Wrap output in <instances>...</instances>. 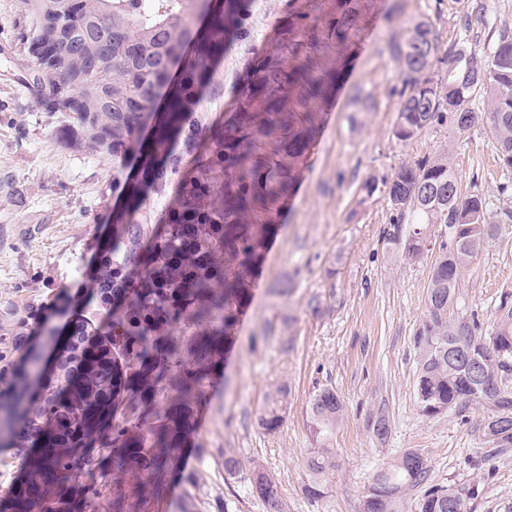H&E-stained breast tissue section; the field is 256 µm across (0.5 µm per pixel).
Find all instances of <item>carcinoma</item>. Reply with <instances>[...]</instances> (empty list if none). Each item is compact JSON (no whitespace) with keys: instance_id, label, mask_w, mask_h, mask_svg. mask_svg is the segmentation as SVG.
I'll list each match as a JSON object with an SVG mask.
<instances>
[{"instance_id":"cac0c4a2","label":"carcinoma","mask_w":512,"mask_h":512,"mask_svg":"<svg viewBox=\"0 0 512 512\" xmlns=\"http://www.w3.org/2000/svg\"><path fill=\"white\" fill-rule=\"evenodd\" d=\"M329 2L322 27L305 5L289 13L237 110L203 126L194 112L202 96L224 91L215 74L235 20L216 14L214 34L199 37L201 0H21L24 48L41 60L29 65L24 84L38 107L58 119V134L92 152L146 163L143 183L120 185L134 213L173 182L178 192L164 223L150 224L145 214L118 219L112 228L95 277L100 299L112 297V318L102 327L112 360L71 378L67 398H30L33 360L0 380L7 389L0 404L25 415L20 438L48 449L64 435L78 436L61 452L40 455L31 466L40 496L20 490L14 508L64 512L73 478L95 468L83 451L91 444L112 449L116 487L130 476L138 488L155 491L159 474L177 466L278 230L280 202L315 139L310 105L330 96L338 80L332 54L350 48L366 17L364 0ZM438 51L427 18L414 21L392 47L402 83L395 138L406 142L447 123L460 139L483 111L500 165L512 172V34H499L483 50L458 41L444 55ZM161 94L167 116L152 130L158 150L147 154L139 133ZM174 131L194 153L189 168L184 153L169 148ZM382 185L393 213L383 240L405 260L429 253L431 226L448 228L414 334L420 413L435 418L478 402L490 412L485 437L511 448L512 297L500 300L501 315L489 331L475 312H451L460 273L498 234L486 198L478 190L461 195L444 154L403 162ZM71 335L76 342L67 355L83 366L90 358L84 343H93V334L81 323ZM289 393L285 383L271 388L257 415L260 429L280 428ZM342 412L334 389L316 390L309 418L315 448L306 461L312 479L305 487L312 498L324 494L336 470L332 439ZM224 473L246 482L269 512H284L277 481L263 464L245 470L226 450ZM474 495L473 486L435 482L428 457L409 449L373 476L363 512H399L407 501L411 512H464Z\"/></svg>"}]
</instances>
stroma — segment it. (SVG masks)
I'll list each match as a JSON object with an SVG mask.
<instances>
[{
    "label": "stroma",
    "instance_id": "35a3bbf8",
    "mask_svg": "<svg viewBox=\"0 0 512 512\" xmlns=\"http://www.w3.org/2000/svg\"><path fill=\"white\" fill-rule=\"evenodd\" d=\"M19 0H0V365L21 367L37 349L45 369L39 386H53L52 366L68 324L107 322L111 305L89 300L88 280L115 216L126 213L117 182L137 180L141 167L62 142L56 122L42 112L19 77L30 62L21 45ZM239 18L216 72L220 98L204 96L201 123L236 106L254 66L273 41L295 0H223ZM430 19L441 49L461 39L484 45L492 33L512 32V0H373L366 25L342 70L332 98L314 105L318 130L295 188L282 205L280 229L239 318L220 385L206 405L209 422L193 431L179 470L167 473L161 492L139 490L135 480L112 484L107 449H98L94 477L100 512H113L123 495L135 512H267L245 483L226 479L224 453L260 461L276 478L285 512H363L374 474L404 450L431 462L435 482L473 483L478 494L467 512H512V447L494 453L483 435L487 416L474 403L434 418L414 399L417 356L413 336L424 317L432 256L409 264L386 249L382 230L391 220L383 193L361 201L370 179L390 176L404 161L451 149L463 192L485 195L497 237L460 275L454 310H477L494 328L500 298L512 293V174L503 171L488 135L474 127L455 140L436 125L402 143L394 129L400 104V66L392 46L410 21ZM37 319H29V312ZM287 384L283 425L266 433L256 424L265 397ZM333 387L344 404L336 428V470L325 493L309 498L306 460L314 446L308 419L315 390ZM391 423L386 442L372 433L377 412Z\"/></svg>",
    "mask_w": 512,
    "mask_h": 512
}]
</instances>
